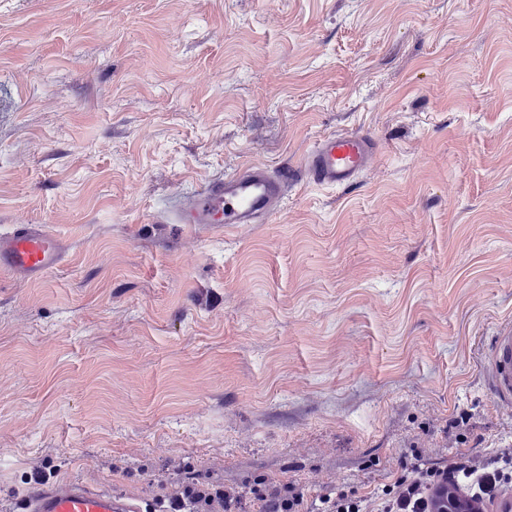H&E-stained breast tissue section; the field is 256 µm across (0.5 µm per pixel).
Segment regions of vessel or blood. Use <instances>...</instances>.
<instances>
[{"label":"vessel or blood","instance_id":"b4317fda","mask_svg":"<svg viewBox=\"0 0 512 512\" xmlns=\"http://www.w3.org/2000/svg\"><path fill=\"white\" fill-rule=\"evenodd\" d=\"M377 152L375 139L364 131L330 133L319 137L298 167L252 163L196 188L190 200L174 212L177 224H259L280 213L288 191L299 179L318 186L353 183L368 169ZM66 253L65 242L40 224H18L0 234V271L41 279L55 270ZM489 376L499 397L512 400V331L494 340ZM4 512H162L153 499L130 498L94 490L69 480L39 488L9 503Z\"/></svg>","mask_w":512,"mask_h":512}]
</instances>
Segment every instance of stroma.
I'll return each instance as SVG.
<instances>
[{"mask_svg":"<svg viewBox=\"0 0 512 512\" xmlns=\"http://www.w3.org/2000/svg\"><path fill=\"white\" fill-rule=\"evenodd\" d=\"M366 130L352 184L263 224L193 188ZM0 498L211 477L374 499L414 454L512 448V0H0ZM65 253V242L41 224H17L11 232L0 234V271L16 277L44 278ZM489 376L499 397L512 400V331L505 328L494 340Z\"/></svg>","mask_w":512,"mask_h":512,"instance_id":"stroma-1","label":"stroma"}]
</instances>
